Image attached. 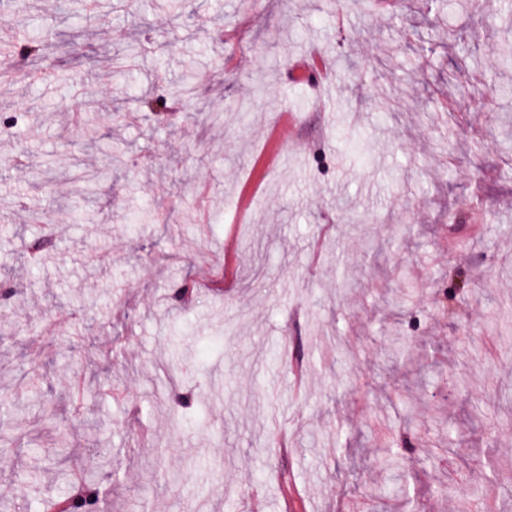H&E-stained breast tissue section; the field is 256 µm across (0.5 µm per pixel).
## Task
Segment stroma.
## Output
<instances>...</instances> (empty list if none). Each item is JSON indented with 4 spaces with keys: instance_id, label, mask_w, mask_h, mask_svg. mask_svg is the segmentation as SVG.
Returning <instances> with one entry per match:
<instances>
[{
    "instance_id": "obj_1",
    "label": "stroma",
    "mask_w": 512,
    "mask_h": 512,
    "mask_svg": "<svg viewBox=\"0 0 512 512\" xmlns=\"http://www.w3.org/2000/svg\"><path fill=\"white\" fill-rule=\"evenodd\" d=\"M168 3L28 0L22 68L54 76L0 82L25 115L0 135V502L63 497L108 448L104 512H512V0Z\"/></svg>"
}]
</instances>
